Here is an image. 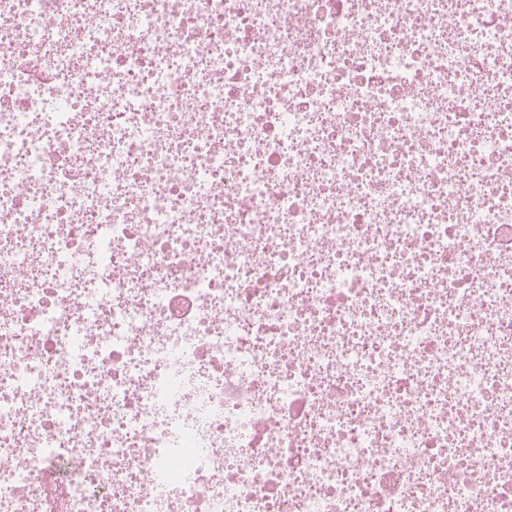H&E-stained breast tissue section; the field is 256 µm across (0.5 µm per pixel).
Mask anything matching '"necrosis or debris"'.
<instances>
[{
    "mask_svg": "<svg viewBox=\"0 0 512 512\" xmlns=\"http://www.w3.org/2000/svg\"><path fill=\"white\" fill-rule=\"evenodd\" d=\"M0 512H512V0H0Z\"/></svg>",
    "mask_w": 512,
    "mask_h": 512,
    "instance_id": "obj_1",
    "label": "necrosis or debris"
}]
</instances>
